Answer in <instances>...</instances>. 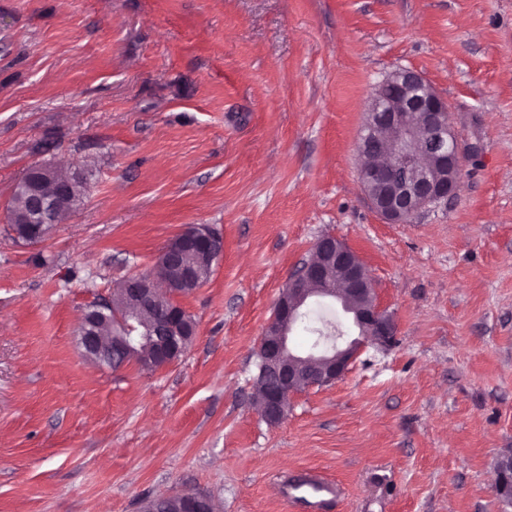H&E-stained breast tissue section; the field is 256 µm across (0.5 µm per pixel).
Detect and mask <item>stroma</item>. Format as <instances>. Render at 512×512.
<instances>
[{
    "instance_id": "obj_1",
    "label": "stroma",
    "mask_w": 512,
    "mask_h": 512,
    "mask_svg": "<svg viewBox=\"0 0 512 512\" xmlns=\"http://www.w3.org/2000/svg\"><path fill=\"white\" fill-rule=\"evenodd\" d=\"M399 68L448 101L455 197L403 224L363 192L367 100ZM91 173L42 241L5 220L38 165ZM224 240L177 302L173 364L101 369L83 311L185 227ZM332 235L397 324L271 425L254 352L289 274ZM512 0H0V512H139L202 490L219 512H512ZM286 495L293 499L305 500L316 510H321L323 505L336 494V487L322 479L314 472H304L294 476L285 485Z\"/></svg>"
}]
</instances>
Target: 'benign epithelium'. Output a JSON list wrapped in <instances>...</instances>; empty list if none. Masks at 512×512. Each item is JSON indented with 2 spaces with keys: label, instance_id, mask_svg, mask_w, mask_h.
Instances as JSON below:
<instances>
[{
  "label": "benign epithelium",
  "instance_id": "1",
  "mask_svg": "<svg viewBox=\"0 0 512 512\" xmlns=\"http://www.w3.org/2000/svg\"><path fill=\"white\" fill-rule=\"evenodd\" d=\"M424 82L414 70L401 68L394 77L377 86L369 96L366 118L359 138L361 157L381 159L379 163L361 164L359 180L371 205L389 224H401L404 218L420 213L429 205L455 196L460 185L462 148L448 121V104L433 88L417 96L411 91ZM53 168H31L22 189L28 194L30 209L27 219L40 224L38 237H45L53 224L58 202L69 196L72 181L57 182L51 191L45 186L52 181ZM176 246L164 249L155 268L165 271V291L157 288L155 274L130 277L119 291L134 296V302L154 306L166 314V335L154 337L147 345L148 353L140 360L143 370L153 372L174 363L189 340L196 335V324L168 307V299L179 288L200 276L210 275L222 256L223 239L206 224L188 226L175 239ZM192 249L203 256L202 270H184L175 265L177 252ZM336 274V287L316 288L314 284ZM330 298L351 315L358 337L341 345L337 342L306 355L297 354L288 344V335L298 324L303 311L311 303ZM112 311L108 296L84 312L77 331L81 353L102 368L112 365V354L119 349L127 357L135 355L132 324L117 321L122 332H111L107 339L98 335L99 316ZM397 334L393 317L376 302L373 279L360 257L344 242L322 236L311 256L293 272L282 289L273 317L266 323L257 351L262 367L277 380L267 392L260 410L271 425L281 423L288 413V397L306 385L329 386L341 379L364 344L377 347L391 345ZM497 488L505 499L512 498V457L500 461ZM181 512H214V502L201 492H180Z\"/></svg>",
  "mask_w": 512,
  "mask_h": 512
}]
</instances>
